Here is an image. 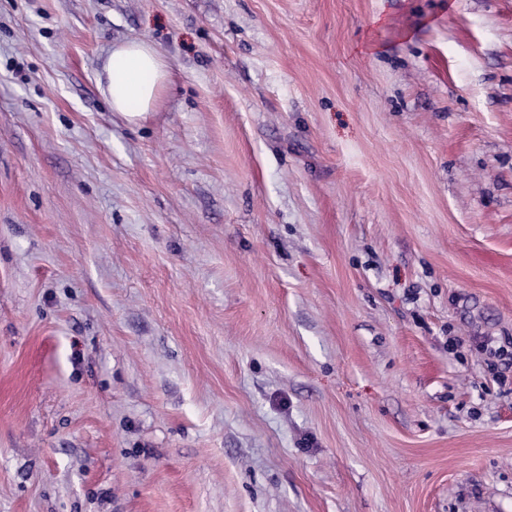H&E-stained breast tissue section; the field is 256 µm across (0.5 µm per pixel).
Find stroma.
Returning a JSON list of instances; mask_svg holds the SVG:
<instances>
[{
    "mask_svg": "<svg viewBox=\"0 0 512 512\" xmlns=\"http://www.w3.org/2000/svg\"><path fill=\"white\" fill-rule=\"evenodd\" d=\"M484 341L512 0H0V512H512ZM98 82L112 112L139 124L156 109L171 82V71L153 45L133 40L112 46Z\"/></svg>",
    "mask_w": 512,
    "mask_h": 512,
    "instance_id": "35a3bbf8",
    "label": "stroma"
}]
</instances>
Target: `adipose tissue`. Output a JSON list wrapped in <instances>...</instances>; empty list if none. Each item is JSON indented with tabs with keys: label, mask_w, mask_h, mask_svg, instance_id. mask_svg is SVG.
Here are the masks:
<instances>
[{
	"label": "adipose tissue",
	"mask_w": 512,
	"mask_h": 512,
	"mask_svg": "<svg viewBox=\"0 0 512 512\" xmlns=\"http://www.w3.org/2000/svg\"><path fill=\"white\" fill-rule=\"evenodd\" d=\"M170 82V66L163 54L138 40L113 46L99 75V86L111 110L131 124L154 112Z\"/></svg>",
	"instance_id": "1"
}]
</instances>
